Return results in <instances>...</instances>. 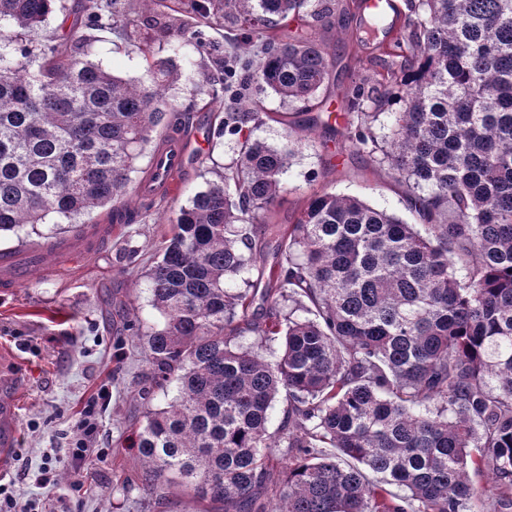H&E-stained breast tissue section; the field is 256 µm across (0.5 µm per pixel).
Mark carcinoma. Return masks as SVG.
<instances>
[{
  "label": "carcinoma",
  "mask_w": 512,
  "mask_h": 512,
  "mask_svg": "<svg viewBox=\"0 0 512 512\" xmlns=\"http://www.w3.org/2000/svg\"><path fill=\"white\" fill-rule=\"evenodd\" d=\"M406 4L385 71L344 94V123L349 150L405 187L419 229L326 190L269 225L294 149L256 137L268 113L254 97H317L328 48L276 30L323 21L330 0L184 4L197 24L240 32L221 120L240 150L178 209L145 271L165 323L147 334L151 383L138 396L176 388L134 432L145 495L174 483L224 512H512V0ZM57 13L84 21L37 38ZM0 24V236L37 234L51 215L82 224L132 191L176 111L174 59L195 65L201 31L167 0H0ZM103 32L141 36L146 57L166 40L171 56L125 81L88 59ZM260 224L280 237L269 276L286 312L276 300L253 311ZM245 331L256 342H237Z\"/></svg>",
  "instance_id": "obj_1"
}]
</instances>
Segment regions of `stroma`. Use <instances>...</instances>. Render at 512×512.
I'll list each match as a JSON object with an SVG mask.
<instances>
[{
  "label": "stroma",
  "instance_id": "stroma-1",
  "mask_svg": "<svg viewBox=\"0 0 512 512\" xmlns=\"http://www.w3.org/2000/svg\"><path fill=\"white\" fill-rule=\"evenodd\" d=\"M310 33L325 42L332 61L330 77L311 108L325 112L337 104L355 78L373 73L380 54L375 42H363L352 0H334L329 18L304 25L287 20L280 37ZM203 48L194 67L183 69L170 96L192 108V118L178 136L195 142L181 173L174 199L147 206L130 196L132 223L116 227L109 243L67 263L55 277L31 269L12 288H0V348L13 352L9 392L14 401L19 446L12 463L0 469V488L20 496L23 512H221L220 505L192 499L182 490L165 491V505L155 508L133 482L141 470L129 439L147 411L167 406L173 388L138 398L150 365L144 339L127 337L122 352L113 344L123 323L112 320L115 305L134 309L144 326L163 325L150 305L144 276L157 256L169 221L181 205L216 180L224 163L235 158V138L222 135V105L210 104L203 90L204 75L223 77L224 60L239 44L232 29L217 22L203 28ZM90 58L128 81L143 80L146 61L137 43L106 35ZM343 130L317 127L304 140L283 175L286 190L279 198L273 222L284 224L297 215L314 192L327 190L358 195L374 208L411 220L403 187L377 170L368 156L344 149ZM107 399H100V392ZM90 417L94 441L80 463L71 450L85 417ZM46 467L56 476L48 485L35 478Z\"/></svg>",
  "mask_w": 512,
  "mask_h": 512
}]
</instances>
